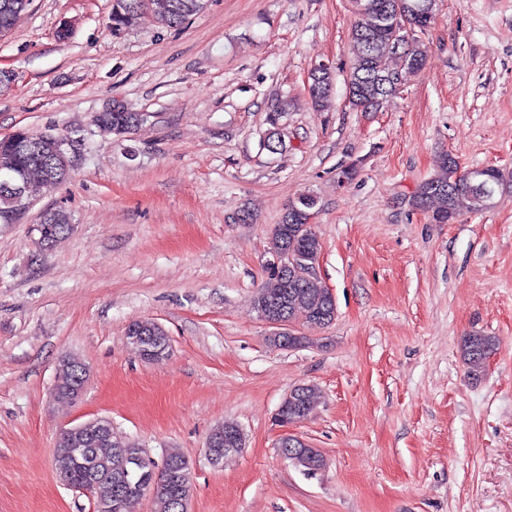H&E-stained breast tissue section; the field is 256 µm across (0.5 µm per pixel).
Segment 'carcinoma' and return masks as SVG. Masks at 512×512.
Masks as SVG:
<instances>
[{
	"instance_id": "carcinoma-1",
	"label": "carcinoma",
	"mask_w": 512,
	"mask_h": 512,
	"mask_svg": "<svg viewBox=\"0 0 512 512\" xmlns=\"http://www.w3.org/2000/svg\"><path fill=\"white\" fill-rule=\"evenodd\" d=\"M429 0H352L356 20L351 30L350 52L352 64L348 78L350 103L360 112H376L383 103L400 93L405 84L424 65L427 50L424 43L414 41L404 54L393 49V32L384 27L387 16L396 8L414 14ZM208 0H113L112 31L119 35L139 20L142 7H147L161 25L179 29L195 15L203 12ZM27 9L21 0H0V26L13 29L17 17ZM336 79L331 68L310 73L307 93L314 108L321 111L330 104ZM142 121V115L131 112L120 103H113L108 110L95 117V125L112 127V134L125 136L133 133ZM55 142L45 140L36 150L20 154L9 153L0 146V169H21L32 183H47L42 161L52 157ZM481 197L472 187L469 171L455 164H448V156L440 161V173L418 186L411 197V205L431 214L438 224H451L463 213L481 212ZM316 199L311 195L296 198L288 204L281 222L274 225L269 240L270 253L279 255L291 252L308 260H315L321 252V243L311 228L305 227ZM46 219L38 224L43 242L52 244L65 235L71 224V215L63 208L46 211ZM259 316L280 315L293 322L301 317L305 322L318 326L330 324L336 315L332 293L309 279H299L271 272L253 300ZM138 335L139 349L146 354L161 351L169 353V337L162 328L150 320H138L128 325ZM494 337L479 332L461 338L459 352L473 379L482 376L485 363L496 350ZM57 391L67 397L78 389L74 364L60 362L57 369ZM319 392L310 384L296 386L295 393L282 401L277 416L290 424L302 421L313 414L319 404ZM208 457L220 461L230 448L245 446L240 428L226 422L213 429L207 438ZM138 444L97 435L96 428L87 427L82 432L75 428L64 430L57 442L55 467L65 472L69 480L78 483L85 478L80 455L91 458L100 477L99 493L109 498L114 485L121 486L123 499L118 512H128L131 502L139 499L142 491L153 495L160 505L158 512H184L192 496L190 479L180 474H191L186 457L177 450L168 452L161 464L146 473L123 471L125 455ZM283 454L305 476H312L325 467L321 451L310 445L298 444L285 448Z\"/></svg>"
}]
</instances>
